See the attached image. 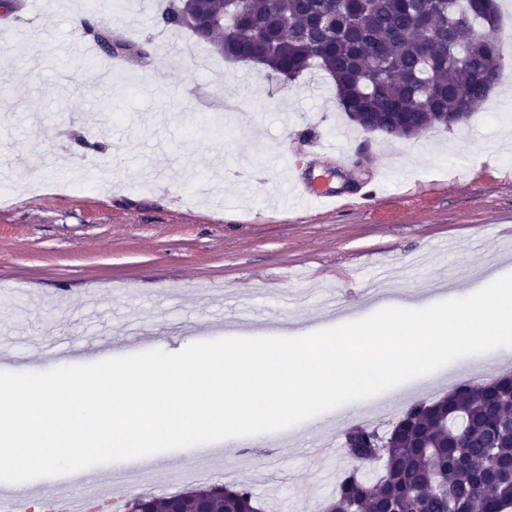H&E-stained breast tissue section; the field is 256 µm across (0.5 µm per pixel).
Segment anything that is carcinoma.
I'll list each match as a JSON object with an SVG mask.
<instances>
[{"mask_svg":"<svg viewBox=\"0 0 512 512\" xmlns=\"http://www.w3.org/2000/svg\"><path fill=\"white\" fill-rule=\"evenodd\" d=\"M161 23L226 59H258L272 82L321 70L353 123L397 138L480 111L504 63L494 0H168ZM85 30L114 56L146 54L130 41L110 44L100 26ZM343 449L382 472L371 482L357 469L345 474L317 512H512V376L411 405L384 441L355 425ZM175 500L193 512L195 495L184 491L136 497L126 512H169ZM211 509L261 512L242 482L224 487Z\"/></svg>","mask_w":512,"mask_h":512,"instance_id":"carcinoma-1","label":"carcinoma"}]
</instances>
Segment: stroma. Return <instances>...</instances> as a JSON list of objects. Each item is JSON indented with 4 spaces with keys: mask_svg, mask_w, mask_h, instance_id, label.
<instances>
[{
    "mask_svg": "<svg viewBox=\"0 0 512 512\" xmlns=\"http://www.w3.org/2000/svg\"><path fill=\"white\" fill-rule=\"evenodd\" d=\"M0 9V343L44 371L40 344L106 337L113 356L155 335L290 336L373 314L361 289L392 272L395 301L433 304L512 273V67L480 112L451 130L390 139L361 130L323 72L282 85L197 44L188 57L116 58L121 82L79 53L81 0ZM164 0H126L113 38L150 42ZM324 146L306 180L334 192L298 202L293 162ZM512 374V354L462 357L424 383L231 441L213 482L251 486L263 512H313L318 441L341 451L356 424L387 431L414 402Z\"/></svg>",
    "mask_w": 512,
    "mask_h": 512,
    "instance_id": "obj_1",
    "label": "stroma"
}]
</instances>
